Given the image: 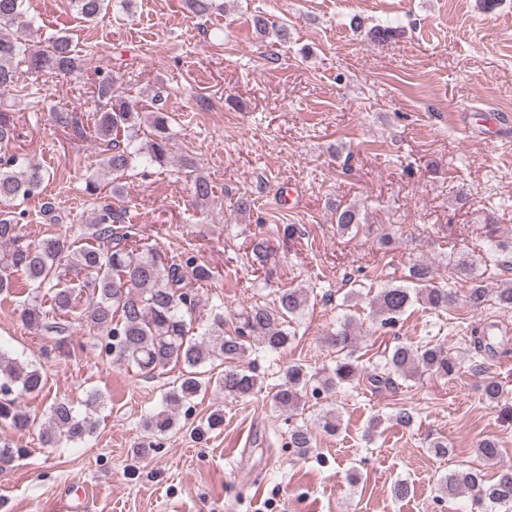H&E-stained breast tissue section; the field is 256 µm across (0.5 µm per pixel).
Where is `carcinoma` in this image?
I'll list each match as a JSON object with an SVG mask.
<instances>
[{"label": "carcinoma", "instance_id": "obj_1", "mask_svg": "<svg viewBox=\"0 0 512 512\" xmlns=\"http://www.w3.org/2000/svg\"><path fill=\"white\" fill-rule=\"evenodd\" d=\"M26 0H0V89L15 86L19 68L31 73L67 76L81 71L86 59L72 48L69 37L59 34L44 43L31 39L32 21L24 20ZM111 0H69L72 10L86 22H93L108 11ZM253 26L262 36H272L279 45L291 40L287 25L274 24L262 12L253 16ZM112 74L97 72L99 112L94 134L103 146L101 165L112 176L109 197L118 199L124 187L122 177L137 162L139 150L133 146L140 131L141 116L122 96L116 94ZM152 139L148 159L160 166L170 156L171 132L168 116L151 113ZM16 137L13 116L0 112V145ZM50 174L20 154L0 157V204L27 200L42 195ZM335 223L347 231L361 222L354 205L336 207ZM25 211L0 218V293H10L17 281L28 288L22 305V318L34 333L57 349L71 343L72 313L78 293L88 292V305L80 316L96 335L94 347L112 362L151 373L174 363L182 366L180 383L163 394L164 409L152 415L147 428L164 434L174 423L173 411L185 406L200 392L213 388L226 397L247 398L260 388L255 372L243 364L255 345L268 351L288 346V318L304 310L308 293L304 288H286L278 292L274 306L253 302L237 313L233 332L224 331V313L211 318L200 315V299L187 283L203 284L214 277L213 268L194 256L166 259L152 249L138 251L131 243L138 227L126 223L127 213L112 203H99L87 224L83 225L86 243L75 246L60 235H51L31 243L21 234ZM477 261L468 253L453 259L458 277L472 278ZM432 267L422 261L412 265L408 284L380 289L370 305L383 328L396 326L413 300L437 310H446L453 301L449 288L432 285ZM49 298L51 311L43 310ZM336 347L334 368L309 373L303 365L288 366L273 395L276 407L297 409L307 393L317 396L360 381L362 370L353 356L357 342L353 323L340 325L330 335ZM224 369L216 371L217 364ZM460 372L456 358L447 348L433 341L420 345L401 344L393 348L382 364L367 374L366 382L374 390L390 387L394 378L415 379L425 373L454 378ZM46 385L40 368L12 358L0 351V423L26 428L34 418L19 398L37 396ZM98 422L89 413L81 414L66 398L56 399L48 408L41 434L42 443L53 447L61 439L83 442L95 433ZM313 433L306 426L288 430V446L303 450L313 447ZM486 461L499 459L500 448L493 438L478 445ZM439 498L471 501L470 512H492L512 507V466H501L493 481L481 472L456 469L439 480Z\"/></svg>", "mask_w": 512, "mask_h": 512}]
</instances>
